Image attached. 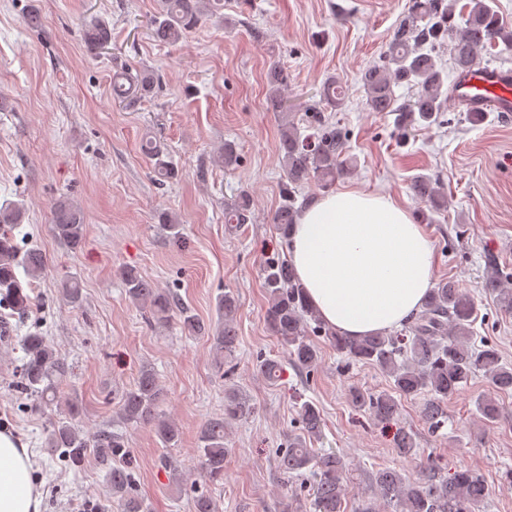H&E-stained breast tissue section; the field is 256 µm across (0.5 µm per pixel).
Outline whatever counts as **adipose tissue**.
I'll use <instances>...</instances> for the list:
<instances>
[{
  "instance_id": "ef3b65f1",
  "label": "adipose tissue",
  "mask_w": 512,
  "mask_h": 512,
  "mask_svg": "<svg viewBox=\"0 0 512 512\" xmlns=\"http://www.w3.org/2000/svg\"><path fill=\"white\" fill-rule=\"evenodd\" d=\"M287 250L321 319L352 338L401 327L432 286L428 235L388 195L319 197L300 212ZM42 500L29 448L1 431L0 512H41Z\"/></svg>"
}]
</instances>
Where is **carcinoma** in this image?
Instances as JSON below:
<instances>
[{
	"instance_id": "obj_1",
	"label": "carcinoma",
	"mask_w": 512,
	"mask_h": 512,
	"mask_svg": "<svg viewBox=\"0 0 512 512\" xmlns=\"http://www.w3.org/2000/svg\"><path fill=\"white\" fill-rule=\"evenodd\" d=\"M222 8L221 0H160L152 21L153 35L167 43H178L202 18ZM462 23H457L456 19ZM112 40L106 24L96 22L85 30L87 49L96 52ZM450 44L451 72L438 65V50ZM512 48V31L506 29L493 7V0H410L407 15L396 27L385 53V64L367 68L361 83L369 109L373 112H394L397 124L403 127L433 125L444 112L449 74L460 75L476 65L482 53L499 45ZM288 83V72L278 63L272 64L267 76L270 106L273 111L288 114L281 99V90ZM407 85L415 93L401 102L394 87ZM159 76L152 71L135 75L123 72L112 83V94L122 107L136 110L142 100L160 91ZM346 89L331 78L320 90V100L306 116L310 134H304L293 121L281 125L278 152L282 164L287 202L275 212L273 223L279 234L287 238L301 208L296 206L295 189L310 181L328 188L347 175L351 161L345 158L347 136L343 129L329 122L323 113L339 110L345 104ZM142 151L150 161L158 185L164 186L180 178L179 170L169 160L167 151L148 138ZM414 197L436 210L448 207V197L439 183L424 176L410 183ZM250 199L243 195L224 211L225 223L244 224ZM23 218L18 204L0 206V224L16 228ZM159 224L171 238H182V225L177 214L165 211L157 215ZM52 231L71 249H79L85 238L83 208L68 199H59L52 210ZM44 259L36 249L21 253L15 235L0 233V306L19 316L30 308L27 293L31 282L40 277ZM126 298L142 307L158 323H166L179 311L182 331L190 337L206 336L214 352L224 359L234 357L237 346L236 317L238 299L228 291L218 298V324L211 327L181 307L171 293L156 288L155 283L133 267L119 272ZM265 288L269 294L266 321L274 335L286 347L289 360L310 371L319 360V350L309 339L318 333L327 338L350 362L372 364L393 380L392 392H369L361 387L349 389V400L357 408L369 412L376 420L387 423L399 411L400 400L425 396L421 414L433 433L439 432L448 420L444 405L473 377L484 376L496 391L512 390V367L502 363L499 350L491 345L480 347L471 342L476 311L473 297L452 280H442L431 289L419 313L404 329L352 339L326 327L316 310L308 303L296 282L294 269L284 260H273L263 269ZM482 288L496 297L504 309L512 311V288L505 286L497 269L487 273ZM23 352L21 392L50 408L58 404V394L67 382L68 365L58 356L41 332H29L19 338ZM258 372L270 383L281 379L282 363L273 358L257 360ZM163 393L155 374L145 368L125 393L121 404L123 418L128 422L152 423L162 443L172 446L179 430L165 419L161 410ZM478 411L486 421L497 418L499 407L490 395L479 398ZM253 413L247 396L235 387L224 390V415L209 420L201 430L200 469L210 481L224 479V428L227 420H241ZM304 434L288 436V447L279 452V468L291 478L310 472L311 506L314 512H341L351 485L352 474L342 458L333 452H320L309 447L307 439L321 434V417L317 408L305 401L297 407ZM396 451L402 457L416 454L410 435L397 431ZM104 448L98 457L99 467L106 472L112 493L118 496L124 512H143L136 495L132 468L112 461L124 456L123 435L101 430L89 442L57 413L50 422L47 447L54 449L69 465L79 467L89 446ZM374 499L365 500L356 512H484L490 496L485 480L477 473L459 468L451 476L442 477L433 465L419 467L410 478L395 468H379L372 476Z\"/></svg>"
}]
</instances>
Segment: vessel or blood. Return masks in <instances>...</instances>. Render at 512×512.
Listing matches in <instances>:
<instances>
[{
    "label": "vessel or blood",
    "instance_id": "vessel-or-blood-1",
    "mask_svg": "<svg viewBox=\"0 0 512 512\" xmlns=\"http://www.w3.org/2000/svg\"><path fill=\"white\" fill-rule=\"evenodd\" d=\"M456 107L512 112V71L479 65L458 78L450 95Z\"/></svg>",
    "mask_w": 512,
    "mask_h": 512
}]
</instances>
